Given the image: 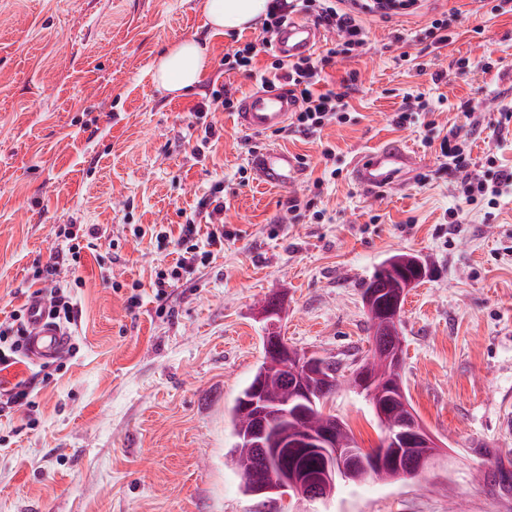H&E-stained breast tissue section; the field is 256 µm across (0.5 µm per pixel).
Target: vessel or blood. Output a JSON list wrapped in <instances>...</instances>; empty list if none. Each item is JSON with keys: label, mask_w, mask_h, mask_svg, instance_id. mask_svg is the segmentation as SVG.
Masks as SVG:
<instances>
[{"label": "vessel or blood", "mask_w": 512, "mask_h": 512, "mask_svg": "<svg viewBox=\"0 0 512 512\" xmlns=\"http://www.w3.org/2000/svg\"><path fill=\"white\" fill-rule=\"evenodd\" d=\"M321 41V32L314 24L293 19L273 37L275 51L288 59L311 55ZM298 101L285 90L262 88L250 93L240 103L237 122L255 134L273 132L288 122ZM249 165L262 183L288 187L296 181L299 163L288 151L269 147L254 152ZM420 167L413 150L401 142H391L358 156L351 165L353 181L367 193L381 195L390 189L409 184L411 175ZM28 353L33 361L55 358L65 352L69 333L47 318L40 297H32L27 305Z\"/></svg>", "instance_id": "1"}]
</instances>
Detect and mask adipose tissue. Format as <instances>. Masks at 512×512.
<instances>
[{
	"instance_id": "obj_1",
	"label": "adipose tissue",
	"mask_w": 512,
	"mask_h": 512,
	"mask_svg": "<svg viewBox=\"0 0 512 512\" xmlns=\"http://www.w3.org/2000/svg\"><path fill=\"white\" fill-rule=\"evenodd\" d=\"M268 7L269 0H207V23L215 31L241 30L265 18ZM208 66L207 48L195 39L173 45L153 64L157 83L174 94L197 85Z\"/></svg>"
}]
</instances>
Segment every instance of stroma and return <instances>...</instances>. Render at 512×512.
<instances>
[{
    "label": "stroma",
    "instance_id": "1",
    "mask_svg": "<svg viewBox=\"0 0 512 512\" xmlns=\"http://www.w3.org/2000/svg\"><path fill=\"white\" fill-rule=\"evenodd\" d=\"M205 3L0 0V320L42 278L73 285L81 312L77 354L57 360L34 407L0 415V512H512V192L492 208L464 203L439 151L446 132L468 128L460 102L477 98L474 168L491 157L512 168V122H498L512 113V14L422 0L388 22L365 17V53L326 70L332 83L358 74L347 122L316 142L268 140L304 160L280 188L249 171L254 134L211 105L213 91L239 101L258 88L225 73L224 55L262 28L212 31ZM451 9L456 40L426 72L400 67L391 32ZM190 38L207 41L209 67L193 90L166 94L152 61ZM435 70L447 79L432 82ZM408 94L436 110L403 128L392 117ZM389 139L421 167L406 189L373 197L350 162ZM326 147L340 169L327 181ZM218 188L231 235L159 308L151 283L175 257L146 230L184 223ZM302 193L312 208L296 217L286 202ZM71 224L98 225L100 247L49 270ZM399 251L428 266L403 306L405 391L445 451L419 477L344 483L326 501L244 493L230 411L264 357V300L281 301L289 344L349 375L371 354L361 286ZM135 283L143 301L131 310ZM327 410L361 447L378 446L362 395L340 385Z\"/></svg>",
    "mask_w": 512,
    "mask_h": 512
}]
</instances>
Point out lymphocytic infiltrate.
<instances>
[{
	"mask_svg": "<svg viewBox=\"0 0 512 512\" xmlns=\"http://www.w3.org/2000/svg\"><path fill=\"white\" fill-rule=\"evenodd\" d=\"M417 0H272L263 22L265 33L261 42L247 41L224 55L227 70L254 71L259 54L271 53L270 36L290 14L301 12L312 17L314 23L335 32L337 39L321 57L310 56L294 61L274 59L261 75L263 86L272 88L284 83L300 101L289 125L292 132L306 138H317L326 126L345 123L349 107L348 94L342 89L326 87L325 69L337 57L361 55L366 45L363 17L367 14L389 19L413 13ZM460 21L458 14L443 12L415 32L394 31L392 40L400 44V61L410 62V46H423L436 51L452 42ZM440 151L448 159V168L457 174V186L466 203L479 199L496 202L512 190V169L493 167L491 176L472 173L471 155L456 130H449L440 143ZM223 201H216L208 214L211 229L206 239H199L195 218H187L171 244L178 259L168 273L157 274L152 292L156 301L169 297L170 288L180 281L184 272L196 264L208 261L214 252L224 248ZM27 311L14 310L9 318L0 321V371L22 363L26 359Z\"/></svg>",
	"mask_w": 512,
	"mask_h": 512,
	"instance_id": "f902f5d3",
	"label": "lymphocytic infiltrate"
}]
</instances>
